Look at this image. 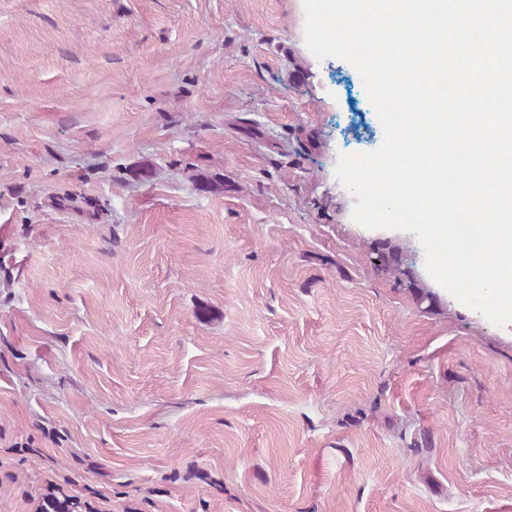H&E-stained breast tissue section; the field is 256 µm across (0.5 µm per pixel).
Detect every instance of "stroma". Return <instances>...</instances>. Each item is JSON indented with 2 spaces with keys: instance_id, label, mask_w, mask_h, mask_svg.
Listing matches in <instances>:
<instances>
[{
  "instance_id": "obj_1",
  "label": "stroma",
  "mask_w": 512,
  "mask_h": 512,
  "mask_svg": "<svg viewBox=\"0 0 512 512\" xmlns=\"http://www.w3.org/2000/svg\"><path fill=\"white\" fill-rule=\"evenodd\" d=\"M304 0H0V512H512V324L368 229ZM46 495L47 505L53 512H77L74 508L82 507L81 501L74 495H69L58 484H50ZM71 507L72 509H70Z\"/></svg>"
}]
</instances>
